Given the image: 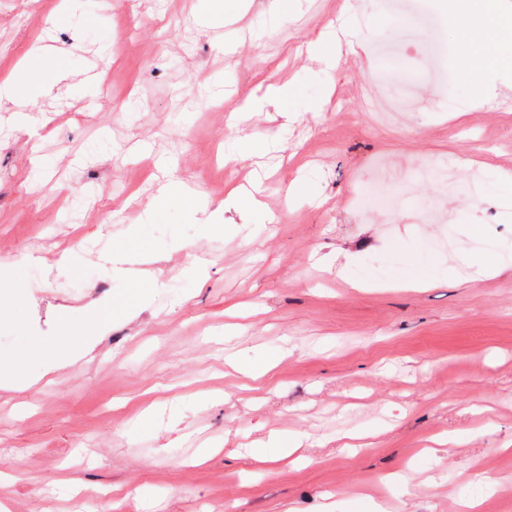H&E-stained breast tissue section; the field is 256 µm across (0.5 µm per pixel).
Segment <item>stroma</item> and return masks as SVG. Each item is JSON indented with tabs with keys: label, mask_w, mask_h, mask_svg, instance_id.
<instances>
[{
	"label": "stroma",
	"mask_w": 512,
	"mask_h": 512,
	"mask_svg": "<svg viewBox=\"0 0 512 512\" xmlns=\"http://www.w3.org/2000/svg\"><path fill=\"white\" fill-rule=\"evenodd\" d=\"M0 0V76L35 46L68 56L38 91L45 126L18 128L0 109V265L19 289L0 291V356L22 357L26 335L58 343L60 321L105 305L109 327L72 364L28 388L0 382V503L8 512H512V223L492 201L470 202L483 166L512 170V90L464 118L451 99L484 78L420 85L415 112L373 111L367 82L393 61L370 43L338 51L333 93L308 43L331 34L343 7L361 23L388 0H247L232 20L203 26L217 0ZM298 76L320 111L286 117L272 105L237 122L270 77ZM186 89L214 90L219 109L175 112ZM254 136L263 157L244 158ZM383 157L412 195L397 212H352ZM211 207L227 184L268 171L269 224L247 209L203 231L189 199L143 218L166 162ZM444 170L439 184L420 166ZM442 221H425L428 207ZM153 255L161 288L141 296L103 255ZM505 254L479 277L468 254ZM39 257L27 266L25 255ZM206 266L190 277L196 259ZM453 270L424 288L414 272ZM277 364L254 382L226 355ZM300 437L287 457L251 447ZM209 449L205 461L196 451Z\"/></svg>",
	"instance_id": "1"
}]
</instances>
